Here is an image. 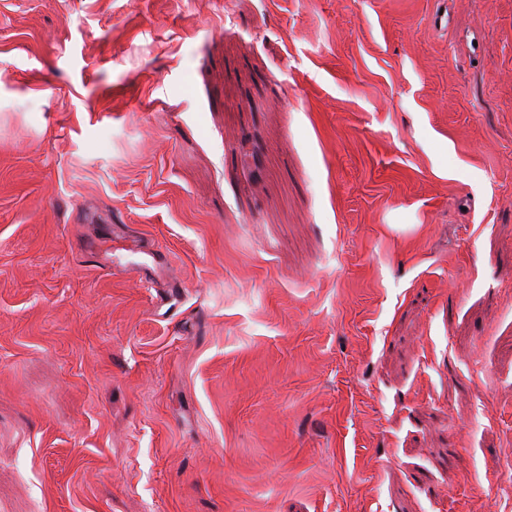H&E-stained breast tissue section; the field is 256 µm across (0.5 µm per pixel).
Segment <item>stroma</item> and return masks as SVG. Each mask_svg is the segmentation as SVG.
Returning a JSON list of instances; mask_svg holds the SVG:
<instances>
[{
    "mask_svg": "<svg viewBox=\"0 0 512 512\" xmlns=\"http://www.w3.org/2000/svg\"><path fill=\"white\" fill-rule=\"evenodd\" d=\"M511 479L512 0H0V512Z\"/></svg>",
    "mask_w": 512,
    "mask_h": 512,
    "instance_id": "stroma-1",
    "label": "stroma"
}]
</instances>
